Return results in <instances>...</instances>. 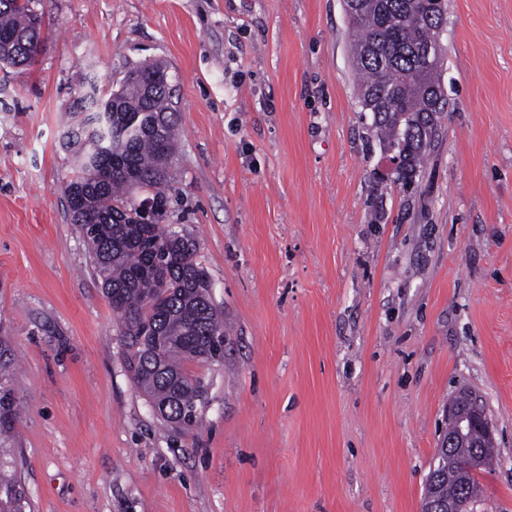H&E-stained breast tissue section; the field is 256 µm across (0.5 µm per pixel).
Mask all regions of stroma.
<instances>
[{"label": "stroma", "instance_id": "35a3bbf8", "mask_svg": "<svg viewBox=\"0 0 512 512\" xmlns=\"http://www.w3.org/2000/svg\"><path fill=\"white\" fill-rule=\"evenodd\" d=\"M449 100L410 186L358 102L343 0H37L0 67V426L31 512H421L460 391L512 512V0H446ZM173 77L165 224L196 245L224 357L200 423L155 413L72 224L61 144L79 77ZM35 0H0V63L26 68L38 51L42 13Z\"/></svg>", "mask_w": 512, "mask_h": 512}]
</instances>
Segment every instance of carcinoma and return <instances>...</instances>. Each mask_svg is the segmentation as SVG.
<instances>
[{
    "label": "carcinoma",
    "instance_id": "obj_1",
    "mask_svg": "<svg viewBox=\"0 0 512 512\" xmlns=\"http://www.w3.org/2000/svg\"><path fill=\"white\" fill-rule=\"evenodd\" d=\"M350 19L359 103L387 145L398 147L401 173H412L447 104L441 67L421 62L424 48L440 38L446 0H355ZM41 33L36 0H0L1 64L29 66ZM80 89L78 111L63 131L74 159L64 187L71 220L118 317L137 387L165 409V421L190 429L199 421L205 385L186 365L224 358V321L195 243L161 225L178 126L169 80L158 78L149 92L139 76L115 93L94 83ZM5 453L0 448V512H26L27 491L7 473ZM473 484L469 456L460 452L447 477L426 483L422 512H439L450 499L468 506Z\"/></svg>",
    "mask_w": 512,
    "mask_h": 512
}]
</instances>
